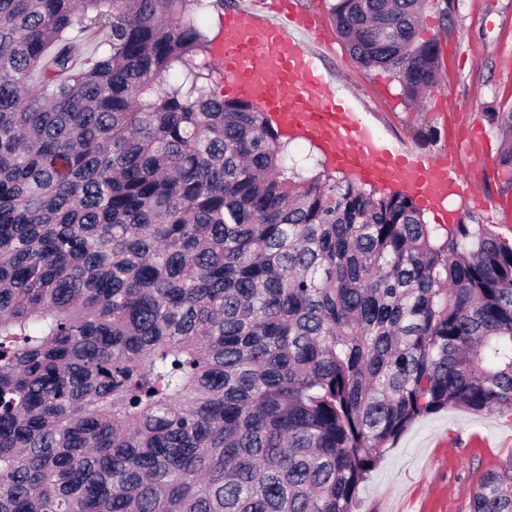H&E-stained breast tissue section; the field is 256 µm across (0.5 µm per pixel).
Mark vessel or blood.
<instances>
[{
    "label": "vessel or blood",
    "instance_id": "vessel-or-blood-1",
    "mask_svg": "<svg viewBox=\"0 0 512 512\" xmlns=\"http://www.w3.org/2000/svg\"><path fill=\"white\" fill-rule=\"evenodd\" d=\"M212 58L225 96L247 98L283 134L316 145L360 182L401 189L440 211L449 197L474 196L475 182L454 155L404 154L383 138L323 73L319 51L286 23L248 6L234 9L224 16Z\"/></svg>",
    "mask_w": 512,
    "mask_h": 512
}]
</instances>
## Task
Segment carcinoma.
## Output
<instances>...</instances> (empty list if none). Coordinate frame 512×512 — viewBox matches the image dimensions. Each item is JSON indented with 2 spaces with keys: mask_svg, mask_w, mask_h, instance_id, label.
Listing matches in <instances>:
<instances>
[{
  "mask_svg": "<svg viewBox=\"0 0 512 512\" xmlns=\"http://www.w3.org/2000/svg\"><path fill=\"white\" fill-rule=\"evenodd\" d=\"M215 2L0 0V512H353L415 420L512 409V247L287 165L197 62ZM426 3L331 11L409 105Z\"/></svg>",
  "mask_w": 512,
  "mask_h": 512,
  "instance_id": "cac0c4a2",
  "label": "carcinoma"
}]
</instances>
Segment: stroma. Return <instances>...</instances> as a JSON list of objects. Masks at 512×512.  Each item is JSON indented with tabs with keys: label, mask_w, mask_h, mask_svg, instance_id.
Returning a JSON list of instances; mask_svg holds the SVG:
<instances>
[{
	"label": "stroma",
	"mask_w": 512,
	"mask_h": 512,
	"mask_svg": "<svg viewBox=\"0 0 512 512\" xmlns=\"http://www.w3.org/2000/svg\"><path fill=\"white\" fill-rule=\"evenodd\" d=\"M269 15L290 11L320 29L324 69L382 136L418 152L479 150L470 170L480 203L450 198L457 220L488 225L512 243V186L498 163L489 113L512 106V0H430L425 35L440 46L438 84L424 110L404 103L391 75L366 71L349 54L329 13L334 0H259ZM512 459V412L446 409L416 420L386 449L359 491L354 512H471L481 478Z\"/></svg>",
	"instance_id": "stroma-1"
}]
</instances>
